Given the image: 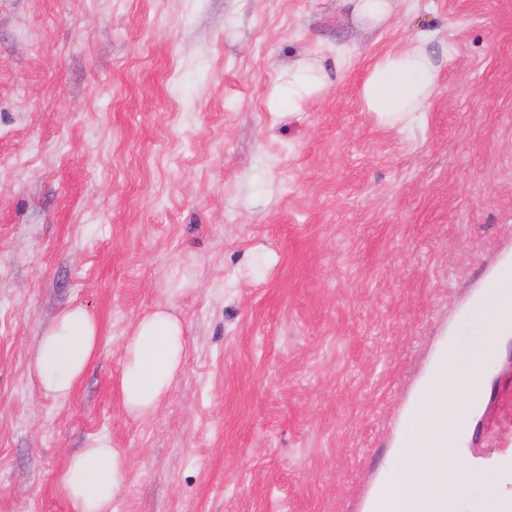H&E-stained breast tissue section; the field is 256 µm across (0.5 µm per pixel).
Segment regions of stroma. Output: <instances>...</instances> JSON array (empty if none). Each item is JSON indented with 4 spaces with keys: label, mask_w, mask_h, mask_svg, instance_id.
I'll return each instance as SVG.
<instances>
[{
    "label": "stroma",
    "mask_w": 512,
    "mask_h": 512,
    "mask_svg": "<svg viewBox=\"0 0 512 512\" xmlns=\"http://www.w3.org/2000/svg\"><path fill=\"white\" fill-rule=\"evenodd\" d=\"M454 46L409 126L365 109L378 56ZM312 58L330 83L271 107ZM512 253V0H0V512H69L87 440L114 512H363L446 333ZM188 338L158 414L120 347L163 289ZM102 341L71 398L30 366L64 306ZM469 445L512 443V335ZM395 0H351L352 11L359 21L370 29L385 25L391 18ZM127 476L126 455L107 436H94L60 476L71 512H112Z\"/></svg>",
    "instance_id": "obj_1"
}]
</instances>
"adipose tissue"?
Segmentation results:
<instances>
[{"label":"adipose tissue","mask_w":512,"mask_h":512,"mask_svg":"<svg viewBox=\"0 0 512 512\" xmlns=\"http://www.w3.org/2000/svg\"><path fill=\"white\" fill-rule=\"evenodd\" d=\"M439 61L428 38L380 55L368 71L361 97L368 111L396 122L423 111L437 88ZM327 82L321 70L299 62L288 72V108L298 111ZM101 342L87 307L74 303L42 331L32 372L42 393L66 400L82 379ZM187 354L181 320L171 302L156 304L121 345L118 386L126 415L154 417L170 396ZM127 476L126 455L110 438L95 436L74 454L60 476L70 512H112Z\"/></svg>","instance_id":"adipose-tissue-1"}]
</instances>
